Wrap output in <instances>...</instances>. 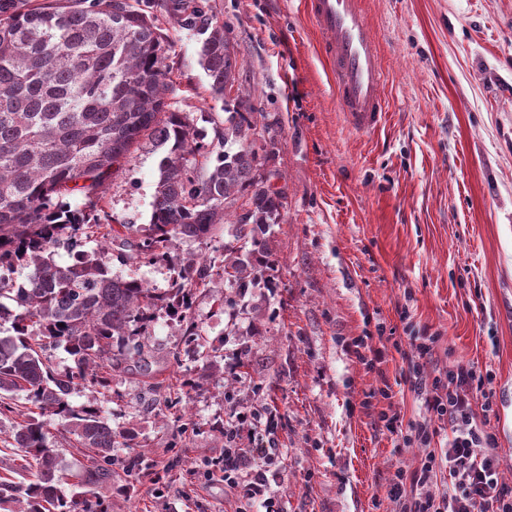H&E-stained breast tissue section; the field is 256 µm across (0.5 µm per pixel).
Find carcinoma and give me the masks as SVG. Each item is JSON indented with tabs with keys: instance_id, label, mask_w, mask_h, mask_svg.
<instances>
[{
	"instance_id": "carcinoma-1",
	"label": "carcinoma",
	"mask_w": 512,
	"mask_h": 512,
	"mask_svg": "<svg viewBox=\"0 0 512 512\" xmlns=\"http://www.w3.org/2000/svg\"><path fill=\"white\" fill-rule=\"evenodd\" d=\"M148 0H0V415L28 407L9 436L20 451L12 473L34 470L27 484L0 477V504L20 512H102L89 488L112 477L121 432L103 416L96 394L108 390L126 346L156 309L180 313L194 335L190 288L212 287L197 256L158 292L139 278L112 276V247L136 260H156L179 240L211 241L224 224L236 240L224 244L230 288L273 287L267 259L283 197L268 190L256 136L268 127L257 113L231 111L238 66L224 20L193 0H177L171 19L200 26L201 65L224 101L220 150L203 143L188 112L170 110L174 82L165 65L166 37L157 18L138 7ZM148 138L159 154L152 213L145 233L103 223L92 198L105 194L120 160ZM81 194L89 210L62 202ZM96 246L85 249L89 241ZM65 246L71 262L54 260ZM27 270L22 280L12 277ZM15 305L10 309L9 305ZM62 346L73 366L58 372L47 350ZM89 391L76 409L71 395ZM68 420L76 447L89 452L85 492L66 493L44 417Z\"/></svg>"
}]
</instances>
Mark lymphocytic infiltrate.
Returning a JSON list of instances; mask_svg holds the SVG:
<instances>
[{
  "mask_svg": "<svg viewBox=\"0 0 512 512\" xmlns=\"http://www.w3.org/2000/svg\"><path fill=\"white\" fill-rule=\"evenodd\" d=\"M434 337L416 344V357L410 360L406 378L420 397L425 415L420 422L402 424L396 409L381 412L379 419L389 431L405 427V442L427 446L428 452L414 470L396 471L389 496L399 512H512V485L503 479L502 460L496 441L473 411L475 395L485 393L492 375L480 376L472 368L457 365L446 379L426 380L423 359L433 350ZM256 414H240L237 423L224 428V485L244 504L264 497L270 489L266 467L273 461V440L257 441L242 447L244 423L256 422ZM448 421L450 435L446 448L433 451L429 445L438 421ZM448 475L447 487L438 478Z\"/></svg>",
  "mask_w": 512,
  "mask_h": 512,
  "instance_id": "1",
  "label": "lymphocytic infiltrate"
}]
</instances>
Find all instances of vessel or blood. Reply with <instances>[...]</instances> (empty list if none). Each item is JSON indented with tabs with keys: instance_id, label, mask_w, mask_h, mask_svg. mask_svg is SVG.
<instances>
[{
	"instance_id": "vessel-or-blood-1",
	"label": "vessel or blood",
	"mask_w": 512,
	"mask_h": 512,
	"mask_svg": "<svg viewBox=\"0 0 512 512\" xmlns=\"http://www.w3.org/2000/svg\"><path fill=\"white\" fill-rule=\"evenodd\" d=\"M306 8L321 33L341 111L355 129H376L386 80L363 0H307Z\"/></svg>"
}]
</instances>
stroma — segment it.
<instances>
[{
    "instance_id": "1",
    "label": "stroma",
    "mask_w": 512,
    "mask_h": 512,
    "mask_svg": "<svg viewBox=\"0 0 512 512\" xmlns=\"http://www.w3.org/2000/svg\"><path fill=\"white\" fill-rule=\"evenodd\" d=\"M198 2L232 30L235 106L263 113L279 141L262 168L286 197L271 243L279 281L248 289L233 311L206 288L191 291L190 321L156 311L100 397L132 437L100 496L111 512H236L224 425L264 405L281 512H395L388 482L422 451L379 414L392 404L408 423L424 409L393 349V398L368 399L379 381L349 343L379 328L401 343L437 336L429 375L459 364L493 375L486 429L512 482V0H365L387 76V110L370 132L337 105L305 0ZM158 20L178 85L171 108L213 143L224 105L199 64V31ZM157 161L146 139L122 160L101 203L112 223L148 226ZM233 234L224 225L211 244L183 240L151 263L116 248L112 273L163 290L193 254L217 274ZM45 422L77 482L86 452L60 418Z\"/></svg>"
}]
</instances>
